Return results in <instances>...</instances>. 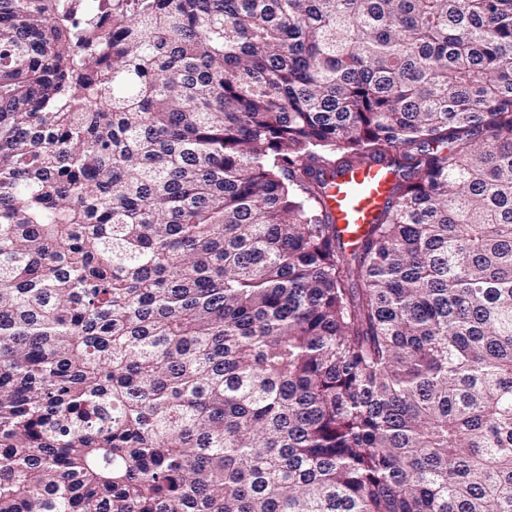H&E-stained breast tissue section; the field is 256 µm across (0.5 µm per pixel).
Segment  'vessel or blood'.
I'll list each match as a JSON object with an SVG mask.
<instances>
[{
	"instance_id": "vessel-or-blood-1",
	"label": "vessel or blood",
	"mask_w": 512,
	"mask_h": 512,
	"mask_svg": "<svg viewBox=\"0 0 512 512\" xmlns=\"http://www.w3.org/2000/svg\"><path fill=\"white\" fill-rule=\"evenodd\" d=\"M392 174L384 167H362L337 177L329 205L345 241L357 242L383 204Z\"/></svg>"
}]
</instances>
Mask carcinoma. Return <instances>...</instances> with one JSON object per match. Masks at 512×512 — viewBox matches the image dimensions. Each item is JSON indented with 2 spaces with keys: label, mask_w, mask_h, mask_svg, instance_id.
Here are the masks:
<instances>
[{
  "label": "carcinoma",
  "mask_w": 512,
  "mask_h": 512,
  "mask_svg": "<svg viewBox=\"0 0 512 512\" xmlns=\"http://www.w3.org/2000/svg\"><path fill=\"white\" fill-rule=\"evenodd\" d=\"M0 512H512V0H0ZM392 174L384 167H362L336 177L329 205L345 241L356 243L383 204Z\"/></svg>",
  "instance_id": "1"
}]
</instances>
